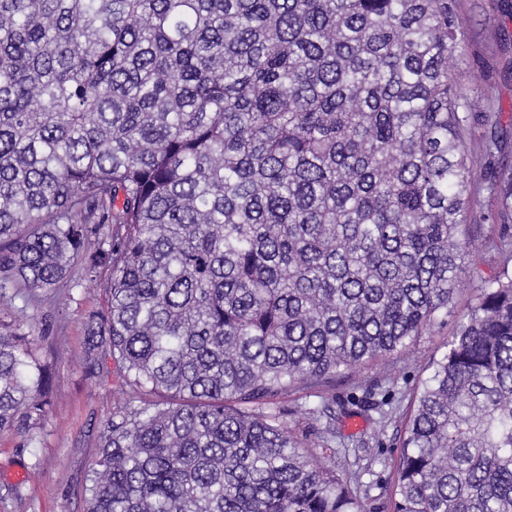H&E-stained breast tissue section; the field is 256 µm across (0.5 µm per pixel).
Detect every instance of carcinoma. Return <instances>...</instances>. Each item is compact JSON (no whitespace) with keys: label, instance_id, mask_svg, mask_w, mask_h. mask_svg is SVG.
Returning a JSON list of instances; mask_svg holds the SVG:
<instances>
[{"label":"carcinoma","instance_id":"cac0c4a2","mask_svg":"<svg viewBox=\"0 0 512 512\" xmlns=\"http://www.w3.org/2000/svg\"><path fill=\"white\" fill-rule=\"evenodd\" d=\"M456 0H0V298L106 281L117 371L86 512H364L335 416L276 400L404 350L454 303L474 179ZM484 177L497 135L482 136ZM496 223L512 215L497 185ZM0 324V432L50 406ZM393 512H512V274L402 419Z\"/></svg>","mask_w":512,"mask_h":512}]
</instances>
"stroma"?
Wrapping results in <instances>:
<instances>
[{
  "instance_id": "stroma-1",
  "label": "stroma",
  "mask_w": 512,
  "mask_h": 512,
  "mask_svg": "<svg viewBox=\"0 0 512 512\" xmlns=\"http://www.w3.org/2000/svg\"><path fill=\"white\" fill-rule=\"evenodd\" d=\"M467 20L466 43L448 67L470 99L471 125L487 111L499 116L506 148L499 168L512 174V0H457ZM468 212L470 246L459 274L455 303L440 313L401 353L337 377L324 397L295 390L282 398L287 425H295L308 407L327 403L336 413L345 454L338 470L356 474L350 488L366 512H388L394 482L393 460L402 441L400 416L426 368L439 357L485 280L512 269V223L486 221L497 209V196L483 179ZM103 287L85 284L72 295L36 310L44 335L35 337L34 353L52 377L51 404L36 430V446L18 435L0 433V512H85L83 486L106 419L118 404L110 369L98 375L85 370V326L89 312L102 304Z\"/></svg>"
}]
</instances>
